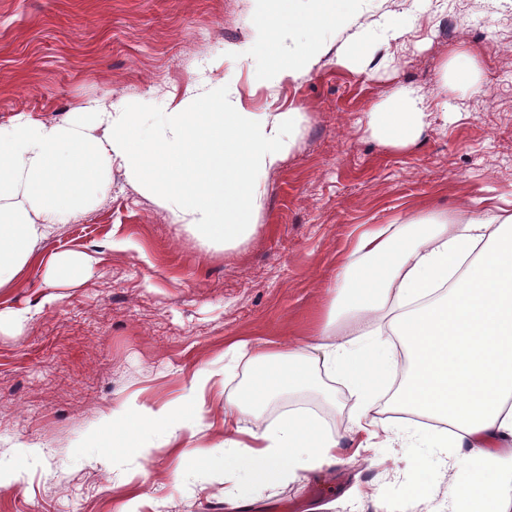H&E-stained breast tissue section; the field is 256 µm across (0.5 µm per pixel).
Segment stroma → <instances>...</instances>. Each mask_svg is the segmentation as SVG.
<instances>
[{"mask_svg":"<svg viewBox=\"0 0 512 512\" xmlns=\"http://www.w3.org/2000/svg\"><path fill=\"white\" fill-rule=\"evenodd\" d=\"M256 0H0V125L26 114L205 111L229 89L249 112H296V143L267 173L257 232L212 246L156 195L113 167L107 190L57 225L22 273L0 288V512H231L206 448L224 438V370L234 340L306 345L329 277L367 224H402L435 208L456 217L512 213V0H364L356 26L323 28L349 43L389 15L409 25L362 67L325 57L307 75L266 84L251 38ZM467 55L475 80L451 67ZM423 94L430 124L388 147L368 115L400 89ZM62 252L93 257L90 274L51 284ZM207 418L156 433L148 458L103 456L127 402L177 399L197 372ZM439 448H374L363 462L301 476L240 512H400L414 476L441 503L466 471Z\"/></svg>","mask_w":512,"mask_h":512,"instance_id":"stroma-1","label":"stroma"}]
</instances>
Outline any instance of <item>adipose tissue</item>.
<instances>
[{"label": "adipose tissue", "mask_w": 512, "mask_h": 512, "mask_svg": "<svg viewBox=\"0 0 512 512\" xmlns=\"http://www.w3.org/2000/svg\"><path fill=\"white\" fill-rule=\"evenodd\" d=\"M362 0H270L253 20L264 50L263 78L309 73L331 51L319 34L351 20ZM92 126L47 124L19 116L0 126V288L24 269L38 243L67 223L87 194L103 190L104 166L116 163L146 188L169 196L206 237L231 245L257 230L266 174L289 153L298 115L244 110L223 95L211 112H172L156 138L142 132L146 113L93 112ZM428 106L401 91L371 112L383 144L406 145L428 124ZM101 129L93 136L91 128ZM328 309L312 343L253 350L235 341L227 353L247 358L251 376L224 394V441L209 452L232 507L300 474L334 463L340 448L371 447L375 387L389 372L394 345L410 361L391 402L394 435L430 448H455L457 464H475L466 488L449 487L448 512H505L512 503V455L492 445L512 440V214L491 211L451 223L435 210L388 230L367 227L338 263ZM342 378L357 416L344 431L304 406L321 392L319 373ZM210 377L201 373L179 406H141L114 418L124 437L113 457L147 454L151 434L205 419ZM282 410L270 416L268 406Z\"/></svg>", "instance_id": "obj_1"}]
</instances>
